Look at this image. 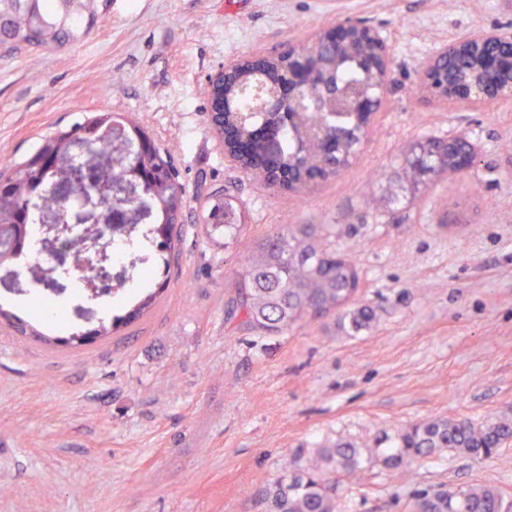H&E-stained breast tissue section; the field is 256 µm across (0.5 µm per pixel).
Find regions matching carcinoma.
<instances>
[{"label":"carcinoma","instance_id":"cac0c4a2","mask_svg":"<svg viewBox=\"0 0 512 512\" xmlns=\"http://www.w3.org/2000/svg\"><path fill=\"white\" fill-rule=\"evenodd\" d=\"M42 24H37L23 10L8 12L0 20V44L46 47L61 45L77 38L82 19L64 13L62 0H37ZM373 45H355L349 52L332 59L323 49L314 59L323 70L321 95L354 88L384 106L381 95L383 77L368 58ZM453 68L457 74L471 73L473 61L463 53L441 56L435 68ZM241 108L253 114V127L279 125L284 129L280 154L288 158V177L298 182L292 191L305 190L301 183L323 174L334 177L357 157L366 130L356 113L328 109L308 98L299 112H267L250 98L241 99ZM323 131L336 140L334 153L321 152L312 132ZM471 147L462 139L447 141L431 136L417 142L404 155L405 170L414 185L427 186L448 173V149L459 153ZM88 162L112 157V139L92 135L87 139ZM143 172L157 173L150 194V204L157 214L156 232L161 246L176 250L179 240L174 216L181 212L185 189L166 153L147 148L134 159ZM247 175L275 187L280 180L276 169L265 158L241 161ZM14 182L15 202L27 199V186L34 180L54 184L59 177L33 168L28 161L0 164V179ZM112 165H96L93 187L102 196L103 212L109 213L113 200L109 195ZM212 231H224V239L234 240L245 223V214L237 211L232 196L213 195L207 215ZM336 236L334 224H281L263 236L245 259L231 283L232 293L225 307V320L260 336L281 335L299 322H313L328 317L348 321L354 331L369 327L377 310L359 301L360 276L346 253L330 249ZM512 439V419L500 418L476 425L466 419L433 418L405 428L390 448H370L351 441L334 442L316 449L307 463L282 479L273 492L270 512H336L338 491L343 478L358 477L376 462L399 469L413 461L455 452L473 459L494 455ZM410 512H512L500 491L492 486L469 484L453 490H424L415 495Z\"/></svg>","mask_w":512,"mask_h":512}]
</instances>
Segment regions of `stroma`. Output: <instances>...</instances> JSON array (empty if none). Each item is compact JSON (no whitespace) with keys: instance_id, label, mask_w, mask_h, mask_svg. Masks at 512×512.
<instances>
[{"instance_id":"obj_1","label":"stroma","mask_w":512,"mask_h":512,"mask_svg":"<svg viewBox=\"0 0 512 512\" xmlns=\"http://www.w3.org/2000/svg\"><path fill=\"white\" fill-rule=\"evenodd\" d=\"M88 12L95 26L65 45H0V158L94 113L138 122L187 190L180 252L141 248L151 216L118 226L130 248L94 293L50 272L75 254L50 236L49 264L0 263V303L24 318L35 298L56 299L89 338L0 324V512H269L294 462L326 443L386 447L424 419H512V109L438 108L411 92L442 48L512 23V0H92ZM347 16L376 29L393 78L359 156L300 195L257 183L209 124L210 77ZM433 135L466 139L476 159L417 191L402 153ZM218 186L246 215L231 244L206 222ZM279 224L335 225L331 245L351 254L375 323L257 336L225 321L229 280ZM143 268L165 288L111 332ZM467 483L512 501V440L483 460L375 465L336 512H407L416 491Z\"/></svg>"}]
</instances>
